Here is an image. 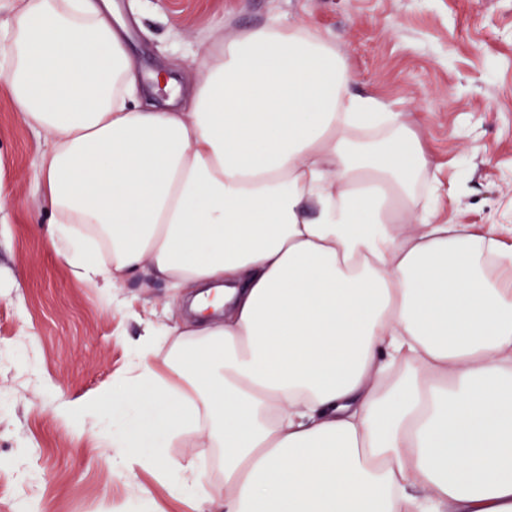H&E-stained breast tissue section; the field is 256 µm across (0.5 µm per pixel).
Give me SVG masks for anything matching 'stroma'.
<instances>
[{"mask_svg":"<svg viewBox=\"0 0 512 512\" xmlns=\"http://www.w3.org/2000/svg\"><path fill=\"white\" fill-rule=\"evenodd\" d=\"M130 25L141 75L170 70L184 89L197 47L282 15L330 36L353 93L402 113L448 192L441 220L512 245V0H112ZM44 136L14 112L0 77V512H220L221 477L178 501L148 468L110 467L105 429L121 417L57 415L111 400L143 322L182 316L174 291L142 273L110 288L77 280L33 223L48 215L35 181ZM152 494L143 509L138 487Z\"/></svg>","mask_w":512,"mask_h":512,"instance_id":"35a3bbf8","label":"stroma"}]
</instances>
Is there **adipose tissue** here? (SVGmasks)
I'll use <instances>...</instances> for the list:
<instances>
[{
  "label": "adipose tissue",
  "instance_id": "adipose-tissue-1",
  "mask_svg": "<svg viewBox=\"0 0 512 512\" xmlns=\"http://www.w3.org/2000/svg\"><path fill=\"white\" fill-rule=\"evenodd\" d=\"M7 9L0 67L78 279L225 285L223 316L146 324L112 403L150 415L110 463L198 495L204 472L135 452L192 429L224 452V512H512V245L435 223L438 177L416 206L426 155L330 38L275 18L201 45L157 104L110 0Z\"/></svg>",
  "mask_w": 512,
  "mask_h": 512
}]
</instances>
